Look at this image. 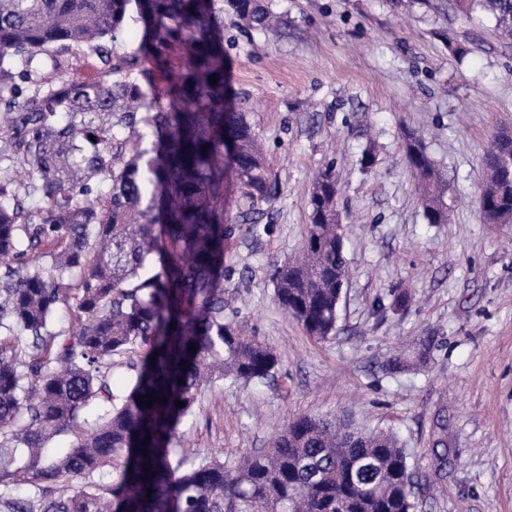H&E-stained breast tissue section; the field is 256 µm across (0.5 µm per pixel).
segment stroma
<instances>
[{"mask_svg":"<svg viewBox=\"0 0 512 512\" xmlns=\"http://www.w3.org/2000/svg\"><path fill=\"white\" fill-rule=\"evenodd\" d=\"M451 2L267 0L281 24L265 32L225 19L228 99L282 190L267 232L232 239L224 302L280 362L269 383L202 391L180 426L190 460L231 464L292 415H334L398 436L418 512H512V224L485 223L478 203L483 157L512 133V48L488 17L454 21ZM408 130L447 176V223L424 217L401 159ZM331 165L351 278L320 342L279 309L272 274L300 249L312 177ZM426 336L424 367L384 371Z\"/></svg>","mask_w":512,"mask_h":512,"instance_id":"1","label":"stroma"}]
</instances>
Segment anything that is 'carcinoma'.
Returning a JSON list of instances; mask_svg holds the SVG:
<instances>
[{"label":"carcinoma","mask_w":512,"mask_h":512,"mask_svg":"<svg viewBox=\"0 0 512 512\" xmlns=\"http://www.w3.org/2000/svg\"><path fill=\"white\" fill-rule=\"evenodd\" d=\"M453 9L464 22L491 15L512 44V0ZM226 15L271 28L261 0H0V103L25 174L0 180V512H416L396 436L334 419L296 414L230 466L177 457L176 426L202 387L262 384L279 364L225 314L228 244L240 224L259 235L256 219L280 191L258 134L224 97ZM131 19L141 43L114 57L107 42ZM60 48L82 52L94 74L30 85L41 57ZM402 153L425 219L448 223L446 181L421 138L405 134ZM504 154L509 136L483 159L489 224L512 211ZM228 165L241 186L233 221L224 219ZM338 193L334 169L319 171L301 255L272 274L279 306L319 341L336 335L348 280ZM431 343L390 368L423 365ZM139 394L157 401L141 406ZM59 436L74 443L49 453ZM118 459L112 485L104 469Z\"/></svg>","instance_id":"obj_1"}]
</instances>
